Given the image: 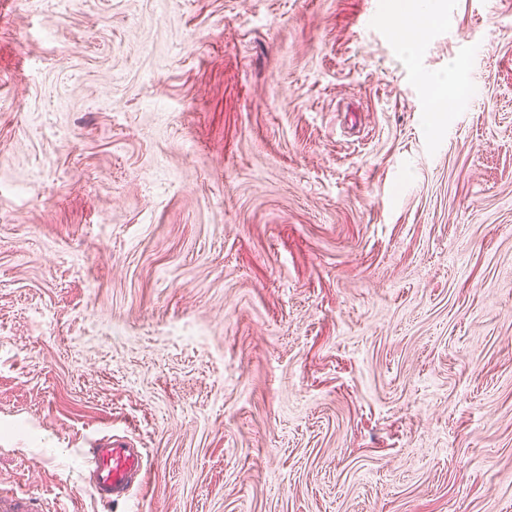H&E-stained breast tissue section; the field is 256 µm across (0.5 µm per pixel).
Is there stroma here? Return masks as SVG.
I'll return each mask as SVG.
<instances>
[{
  "mask_svg": "<svg viewBox=\"0 0 512 512\" xmlns=\"http://www.w3.org/2000/svg\"><path fill=\"white\" fill-rule=\"evenodd\" d=\"M0 0V490L512 512V0ZM461 65L460 81L447 83ZM434 1L392 0L390 4L394 15V34L407 48L414 45L419 37L421 26L418 16L434 9ZM89 477L87 492L109 509L132 496L143 484L147 460L124 436L112 435L106 444L88 448L84 458Z\"/></svg>",
  "mask_w": 512,
  "mask_h": 512,
  "instance_id": "1",
  "label": "stroma"
}]
</instances>
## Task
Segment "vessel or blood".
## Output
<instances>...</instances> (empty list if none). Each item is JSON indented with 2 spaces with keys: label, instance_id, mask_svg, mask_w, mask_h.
Returning <instances> with one entry per match:
<instances>
[{
  "label": "vessel or blood",
  "instance_id": "b4317fda",
  "mask_svg": "<svg viewBox=\"0 0 512 512\" xmlns=\"http://www.w3.org/2000/svg\"><path fill=\"white\" fill-rule=\"evenodd\" d=\"M84 463L89 473L87 492L108 507L127 501L147 470L141 449L118 435L111 436L105 444L89 448ZM0 512H39V500L26 493L0 494Z\"/></svg>",
  "mask_w": 512,
  "mask_h": 512
}]
</instances>
